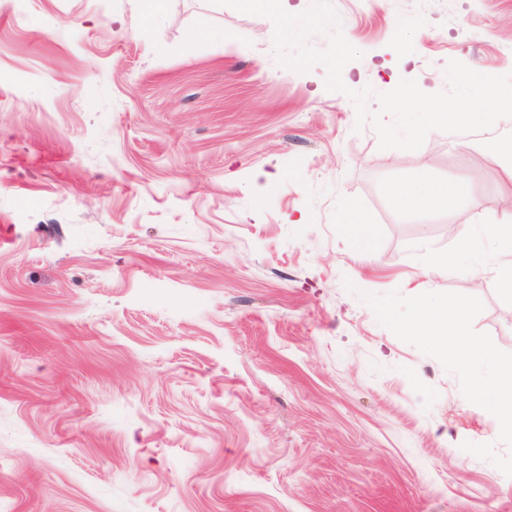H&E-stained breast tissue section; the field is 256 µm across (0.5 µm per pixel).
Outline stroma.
Here are the masks:
<instances>
[{
  "label": "stroma",
  "mask_w": 512,
  "mask_h": 512,
  "mask_svg": "<svg viewBox=\"0 0 512 512\" xmlns=\"http://www.w3.org/2000/svg\"><path fill=\"white\" fill-rule=\"evenodd\" d=\"M331 3L342 93L213 0H0V512H512L496 417L365 300L476 296L512 352L490 265L425 275L512 224V126L383 149L347 95L511 74L512 0ZM389 194L396 203L412 210L447 206L460 209L470 198L463 182L396 184L389 188Z\"/></svg>",
  "instance_id": "1"
}]
</instances>
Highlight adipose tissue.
<instances>
[{
    "label": "adipose tissue",
    "instance_id": "1",
    "mask_svg": "<svg viewBox=\"0 0 512 512\" xmlns=\"http://www.w3.org/2000/svg\"><path fill=\"white\" fill-rule=\"evenodd\" d=\"M389 194L396 203L413 210L447 206L459 209L469 200L467 186L462 182L396 184L390 187ZM452 234L459 243L457 252L431 255L427 274L454 268L462 257L473 252L477 239H484L498 255L494 270L503 285L501 295L512 303V225L457 224Z\"/></svg>",
    "mask_w": 512,
    "mask_h": 512
}]
</instances>
